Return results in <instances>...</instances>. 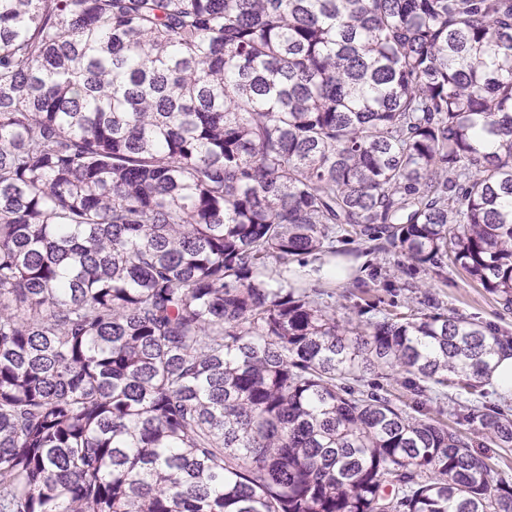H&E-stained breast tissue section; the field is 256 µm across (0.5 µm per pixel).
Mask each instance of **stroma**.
<instances>
[{"instance_id": "stroma-1", "label": "stroma", "mask_w": 512, "mask_h": 512, "mask_svg": "<svg viewBox=\"0 0 512 512\" xmlns=\"http://www.w3.org/2000/svg\"><path fill=\"white\" fill-rule=\"evenodd\" d=\"M339 248L353 253H367L370 266L381 267L383 273L392 280L389 288H359L360 280L366 279L367 273L359 271L357 280L337 283L328 303L336 310L337 316L356 315L360 306L372 304L377 309L391 313L410 312L414 302L409 292L403 289L404 280L413 278L419 284L429 287L440 305L460 316L479 320L512 333V311L504 310L495 297L488 294L480 285L473 282L461 269L447 268L445 281H438L432 275L422 272L412 273L409 260L397 252H365L363 245L353 239L339 241Z\"/></svg>"}]
</instances>
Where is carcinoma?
Instances as JSON below:
<instances>
[{"label":"carcinoma","mask_w":512,"mask_h":512,"mask_svg":"<svg viewBox=\"0 0 512 512\" xmlns=\"http://www.w3.org/2000/svg\"><path fill=\"white\" fill-rule=\"evenodd\" d=\"M347 230L512 308V0H0V512H512V336ZM368 264L363 270L355 268V276L362 281L359 284L347 278L346 281L336 282L335 288H327L332 293L331 298L323 296L329 305L336 309L339 317L351 315L357 317L359 306L365 302L371 303L378 310L391 313H408L417 306L415 297L404 288H359L363 281L370 282L369 270L373 266L382 268V273L394 282L402 283L404 280L414 277L415 281L422 284V291H430L439 301L440 305L460 316L483 321L496 326L502 331L512 333V311H506L497 303L495 297L488 294L480 285L473 282L461 269L448 267L445 273V281L438 282L433 275L418 272L413 274L410 261L398 252L378 253L369 252L368 258L361 257L357 265ZM366 268V269H365ZM366 289V290H365ZM366 291V292H363ZM329 293V294H330ZM488 377V381L495 389L489 386V383L485 384L484 398L481 401L498 405L512 414V396L500 394H512V352L511 355L505 352L495 358ZM448 393V398L439 397L440 399H436L434 394L431 395L432 400L425 402L424 405L425 410L430 412L431 415L441 419L442 421L455 425L456 416L454 413L456 409H458L457 403H460L458 396L456 395L457 390L453 387H449L445 389ZM475 448L472 450L478 454H487L495 457L493 459L495 463V471L501 475L512 474V448H496L494 446L490 448H481V445H474Z\"/></svg>","instance_id":"obj_1"}]
</instances>
